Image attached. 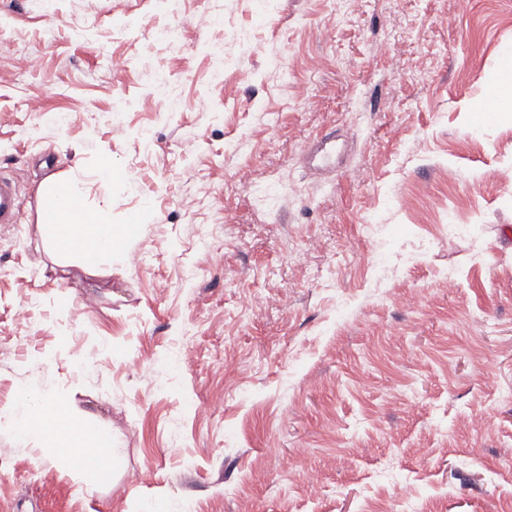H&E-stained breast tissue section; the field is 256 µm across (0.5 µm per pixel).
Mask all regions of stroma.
<instances>
[{
    "instance_id": "obj_1",
    "label": "stroma",
    "mask_w": 512,
    "mask_h": 512,
    "mask_svg": "<svg viewBox=\"0 0 512 512\" xmlns=\"http://www.w3.org/2000/svg\"><path fill=\"white\" fill-rule=\"evenodd\" d=\"M510 51L512 0H0V512H512V120L468 116ZM51 176L124 255L48 252ZM24 388L100 478L15 447ZM21 205V199L14 180L0 175V225L17 226Z\"/></svg>"
}]
</instances>
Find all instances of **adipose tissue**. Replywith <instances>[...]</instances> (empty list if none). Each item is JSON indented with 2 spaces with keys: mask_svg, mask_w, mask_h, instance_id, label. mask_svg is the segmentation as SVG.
I'll use <instances>...</instances> for the list:
<instances>
[{
  "mask_svg": "<svg viewBox=\"0 0 512 512\" xmlns=\"http://www.w3.org/2000/svg\"><path fill=\"white\" fill-rule=\"evenodd\" d=\"M42 206L39 222L53 252L79 257L89 268L105 257L121 253L124 232L110 224L105 211L88 208L77 184L61 188L59 180L49 178L40 187ZM14 437L20 446L40 442L54 449L61 463L88 468L110 442L97 437L95 430L77 423L61 397L47 395L34 399L22 391L14 408Z\"/></svg>",
  "mask_w": 512,
  "mask_h": 512,
  "instance_id": "1",
  "label": "adipose tissue"
}]
</instances>
